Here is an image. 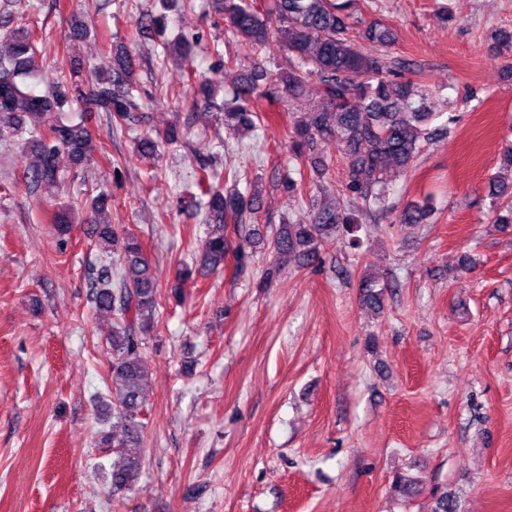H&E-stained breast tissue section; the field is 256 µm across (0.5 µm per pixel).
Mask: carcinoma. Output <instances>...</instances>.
Returning a JSON list of instances; mask_svg holds the SVG:
<instances>
[{"instance_id":"1","label":"carcinoma","mask_w":512,"mask_h":512,"mask_svg":"<svg viewBox=\"0 0 512 512\" xmlns=\"http://www.w3.org/2000/svg\"><path fill=\"white\" fill-rule=\"evenodd\" d=\"M352 0H267L259 9L250 0H219L227 31L243 45L251 59L249 73L238 81L223 109L216 112L215 84L203 77L190 84L193 104L232 130H250L263 121L257 101L270 102L286 94L301 99L312 83L323 100L317 112L303 113L293 122L289 151L297 165L299 180L288 179L286 190L295 195L302 190L304 167L319 181L329 173V163L318 158L319 146L336 141L348 162L346 192L364 206H385L386 188L406 175L429 140V123L438 116L426 109L428 89L412 80H401L410 64L366 49L365 43L388 46L391 28L382 23H365L351 12ZM16 27L0 31V90L6 100L0 104V139L23 142L25 171L34 189L52 194L63 184L60 157L82 167L92 160L91 149L97 135L82 121L64 117L72 106L81 112H104L112 126L134 130L150 123L152 114L143 112L137 101L139 63L122 45L113 50L112 67L95 71L84 79H72L62 71L38 94L32 84L48 76L47 61L39 46L46 41L45 29L25 12L14 16ZM135 25L139 29L164 32L160 16L146 13ZM277 42L288 55V67L269 70L257 54L270 42ZM164 53L192 62L193 45L179 38L163 43ZM186 125L175 119L157 136L145 133L136 138L134 150L142 157L158 161L165 144L187 143ZM211 160L201 158L196 165L194 185L205 202L210 227L207 237L179 269L170 287L173 302L185 299L188 283L197 276L224 271L230 252L228 225L242 223L245 213L258 209L256 192L234 188L224 191L211 181ZM488 196L495 200L494 223L512 229V185L495 178L489 182ZM108 196L97 195L88 204V220L95 224L96 246L106 256L119 255L121 265L99 268L90 279V300L94 312L112 321L110 348L112 363L107 383L112 402V424L99 432L97 447L112 455L108 489L114 502L133 493L142 468V458L133 449L141 446L148 371L144 362L146 336L154 327L158 305V279L141 238L105 220ZM431 213L429 200L411 203L396 217L398 224H421ZM51 223L59 238L71 232L70 210L53 212ZM358 216L332 204L322 205L309 224H282L270 249L278 259H292L301 267L321 262L325 238L343 233L358 242ZM364 303L382 306L385 286L365 276L361 280ZM431 512H458L448 490L433 493Z\"/></svg>"}]
</instances>
